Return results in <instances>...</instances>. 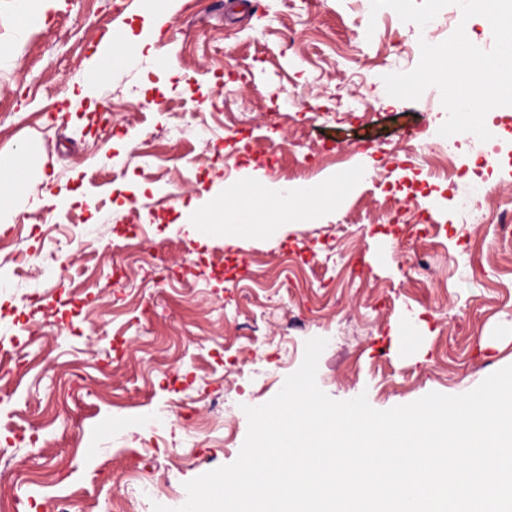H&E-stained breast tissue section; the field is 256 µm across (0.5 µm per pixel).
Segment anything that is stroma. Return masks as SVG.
<instances>
[{
    "label": "stroma",
    "instance_id": "stroma-1",
    "mask_svg": "<svg viewBox=\"0 0 512 512\" xmlns=\"http://www.w3.org/2000/svg\"><path fill=\"white\" fill-rule=\"evenodd\" d=\"M458 12L427 30L354 0H182L149 43L142 0H0V178L25 184L0 211V512L183 505L314 337L318 386L377 410L512 365V236L468 184L379 151L446 120L437 88L394 100L383 78ZM494 135L482 178L512 209V130ZM333 174L356 178L333 206L247 211L236 246L187 224L242 180L274 195ZM46 192L77 199L33 206ZM137 467L166 494L127 481Z\"/></svg>",
    "mask_w": 512,
    "mask_h": 512
}]
</instances>
